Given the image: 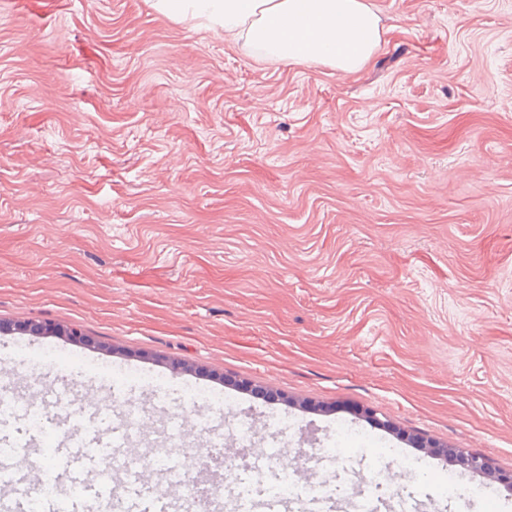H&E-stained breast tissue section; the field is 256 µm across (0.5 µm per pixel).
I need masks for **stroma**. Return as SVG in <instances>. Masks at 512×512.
Segmentation results:
<instances>
[{
	"label": "stroma",
	"mask_w": 512,
	"mask_h": 512,
	"mask_svg": "<svg viewBox=\"0 0 512 512\" xmlns=\"http://www.w3.org/2000/svg\"><path fill=\"white\" fill-rule=\"evenodd\" d=\"M368 2L382 42L339 73L153 0H0V320L93 340L0 335V387L137 405L145 368L155 414L220 390L291 454L369 432L340 495L381 447L406 496L512 512L451 458L512 473V0Z\"/></svg>",
	"instance_id": "35a3bbf8"
}]
</instances>
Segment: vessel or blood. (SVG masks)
Here are the masks:
<instances>
[{
  "mask_svg": "<svg viewBox=\"0 0 512 512\" xmlns=\"http://www.w3.org/2000/svg\"><path fill=\"white\" fill-rule=\"evenodd\" d=\"M80 437L61 432L59 454L72 460L57 480L56 495L42 498L40 512H433L429 501L394 496L386 500L358 492L344 501L326 495H274L267 486L275 473L269 463L254 468L255 488L243 489L226 484L224 490L207 502H199L192 493L173 489L172 479L157 473L154 480H142L135 463L132 435L122 427L101 418L100 410L86 412ZM40 437H31L26 445L0 435V512H30V479L21 466L25 449L36 448ZM112 455V486L104 488L98 472L101 453Z\"/></svg>",
  "mask_w": 512,
  "mask_h": 512,
  "instance_id": "obj_1",
  "label": "vessel or blood"
}]
</instances>
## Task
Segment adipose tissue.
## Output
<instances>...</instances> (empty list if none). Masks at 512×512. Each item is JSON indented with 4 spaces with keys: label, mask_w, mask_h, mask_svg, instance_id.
<instances>
[{
    "label": "adipose tissue",
    "mask_w": 512,
    "mask_h": 512,
    "mask_svg": "<svg viewBox=\"0 0 512 512\" xmlns=\"http://www.w3.org/2000/svg\"><path fill=\"white\" fill-rule=\"evenodd\" d=\"M162 10L220 27L225 38L293 63L349 73L379 48L383 27L367 0H159Z\"/></svg>",
    "instance_id": "obj_1"
}]
</instances>
